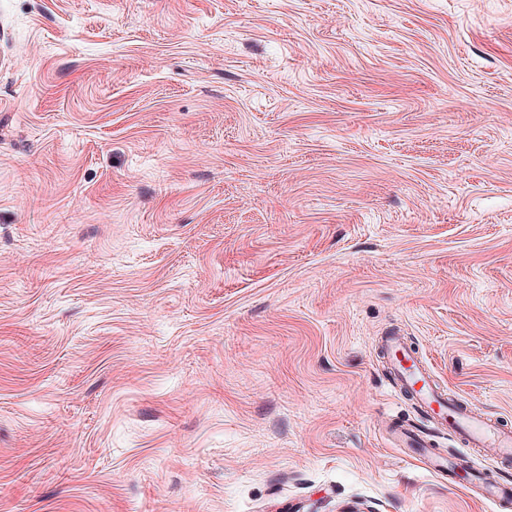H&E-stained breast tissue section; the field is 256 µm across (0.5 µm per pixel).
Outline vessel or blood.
Segmentation results:
<instances>
[{
  "label": "vessel or blood",
  "instance_id": "b4317fda",
  "mask_svg": "<svg viewBox=\"0 0 512 512\" xmlns=\"http://www.w3.org/2000/svg\"><path fill=\"white\" fill-rule=\"evenodd\" d=\"M383 352L401 389L411 396L424 415L446 425L449 434L467 447L486 448L504 459L512 457V431L478 417L468 406L457 402L437 383L432 370L401 337H386ZM396 440L399 447L425 460L436 474L444 477L457 472V462L431 455L427 442L413 431L397 428Z\"/></svg>",
  "mask_w": 512,
  "mask_h": 512
}]
</instances>
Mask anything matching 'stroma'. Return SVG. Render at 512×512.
<instances>
[{"mask_svg":"<svg viewBox=\"0 0 512 512\" xmlns=\"http://www.w3.org/2000/svg\"><path fill=\"white\" fill-rule=\"evenodd\" d=\"M512 0H0V512H512ZM383 352L401 389L424 415L447 425L448 434L468 448H486L500 458L512 457V431L478 417L468 406L457 402L401 336H386ZM396 440L398 448H408L416 454L420 460H426L430 468L438 475L446 477L448 473L458 472V462L442 457H436L430 453L428 443L418 434L400 425L396 429Z\"/></svg>","mask_w":512,"mask_h":512,"instance_id":"stroma-1","label":"stroma"}]
</instances>
